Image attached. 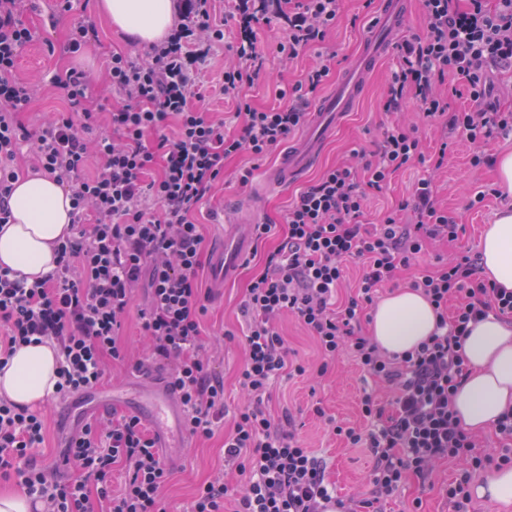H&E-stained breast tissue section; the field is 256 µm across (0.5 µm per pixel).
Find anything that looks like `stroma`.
Listing matches in <instances>:
<instances>
[{
	"label": "stroma",
	"instance_id": "obj_1",
	"mask_svg": "<svg viewBox=\"0 0 512 512\" xmlns=\"http://www.w3.org/2000/svg\"><path fill=\"white\" fill-rule=\"evenodd\" d=\"M86 2L73 0L71 12L57 16L52 23L48 22L43 13L28 19L34 38L21 52L17 72L21 78L36 82L41 87L29 112L22 116L23 122L30 127H39L48 112L62 106L61 92L53 84L52 78L73 67H87L92 71L91 80L98 90L93 97V110L109 112L123 103L118 94L101 89L107 62L115 53L137 59L143 51L137 46L119 42L111 34L107 21L100 18L96 21L97 41L88 47L86 53H69L66 49L67 32ZM374 12V7L366 5L365 0H343L341 13L324 42L326 49L335 52L337 67H344L347 61L361 51L366 35L373 26ZM256 31L265 54V70L259 81L248 89L247 96L254 106L270 109L279 104L276 95L278 85L302 80L308 69L315 64L316 57L314 51L309 50L289 66H282L274 46L284 38V31L276 25L263 22L257 23ZM235 37V27H227V46L234 42ZM227 46L215 49L209 56L191 99L195 106L221 116L235 109L233 98L220 93L215 80L225 59L229 57ZM396 63L397 50L395 47L389 48L369 76L362 97L327 138L321 156L309 170L280 188H268L267 175L280 158L279 153L275 152L260 162L252 182L243 187L238 184L236 174L239 168L250 165V157L243 154L227 159L224 163V182L217 185L210 194V204L217 210V218H209L203 212L198 215L199 222L204 226L207 244L211 247L223 238L224 223L228 220L235 224L261 220L274 227L272 236L266 242L252 243L249 267L242 270L208 304L206 334L223 330L232 335L231 340L225 341L223 352L215 359L216 370L224 378L225 423H232L234 414L243 404L237 373L244 362L247 324L239 312V306L249 279L263 270L265 254L281 240L288 206L296 196L313 184L327 167L336 164L351 151H375L385 120L382 103L390 73ZM473 150L469 142L459 141L448 157L447 166L440 172H433L429 165L420 164L414 169L396 174L383 192L371 195L365 215L369 222L376 221L380 212L395 207L402 198L409 196L419 179L429 177L434 181L439 205L464 226L456 242L429 246L411 269L402 272L397 282L398 287H409L414 273L433 267L438 259L447 260L466 252L478 253L484 227L491 223L495 213L504 206L503 198L492 196L485 200L482 207L469 208L470 198L482 190L483 186L495 182L494 167L477 171L471 169L469 157ZM277 327L289 348L298 359L308 364L309 370L302 376L279 378L270 403L272 412L278 416H293L299 438L326 461L327 477L336 496L354 501L367 498L372 489L370 475L373 462L370 455L364 449L348 447L343 439L333 435L324 421L313 414L312 408L321 406L337 422L359 426L363 423L359 410L363 390H375L381 405L387 408L395 400L394 391L375 385L347 355L341 356L326 376H317L314 371L318 360L316 348L297 318L289 313L282 314ZM124 341L128 347L127 360L111 364L107 378L95 391L67 400H50L42 405L41 410L50 426L46 446L39 451L42 464L53 465L65 437L81 430L88 423L90 414L96 412L106 399L115 395L128 403L136 400L143 389L149 388L148 379L132 368L133 361L142 354L136 314L128 316ZM162 454L174 463L172 480L163 493V506L166 512H187L196 488L224 460V435L219 432L208 440L187 436L182 442L163 449ZM455 470V465L438 463L433 473L434 489L421 490L417 480H409L399 494L383 502V512H411L412 501L417 497L423 500V512H449L436 487L452 478Z\"/></svg>",
	"mask_w": 512,
	"mask_h": 512
}]
</instances>
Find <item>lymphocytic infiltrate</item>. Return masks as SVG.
Segmentation results:
<instances>
[{"label":"lymphocytic infiltrate","instance_id":"lymphocytic-infiltrate-1","mask_svg":"<svg viewBox=\"0 0 512 512\" xmlns=\"http://www.w3.org/2000/svg\"><path fill=\"white\" fill-rule=\"evenodd\" d=\"M424 36L403 41L383 103L388 122L373 153L352 151L350 159L327 168L289 205L283 242L266 257L241 308L248 321L245 360L238 383L245 406L224 439L225 465L246 481L230 490L223 468L198 486L188 512H352L329 489L326 464L306 448L291 417L271 413V385L283 372L303 374L276 327L291 313L313 339L319 372L344 354L352 355L374 382L396 392L391 413L374 392H363L360 411L370 427L333 426L354 448L373 459L372 491L364 512H378L382 500L400 492L409 479L429 482L437 461L458 464L443 491L454 512H470V484L489 467H512V411L494 430L507 440L497 455L477 449L451 408L466 377L464 340L469 325L488 318H512V291L479 275V259L461 255L424 270L413 283L430 302L436 328L413 350L382 352L361 330L368 306L383 285L397 279L433 242H453L461 230L437 207L435 186L423 179L398 210L379 223H364L368 191L382 192L392 176L424 161L415 129L396 119L416 104L423 119L443 120L446 139L433 156L441 169L458 139L479 144L512 134V110L501 109L490 79L512 69V0H423ZM342 0H236L238 38L234 62L220 76V89L237 97L235 120L241 132L227 134L225 119L194 108L190 99L213 47L223 45L224 28L211 16L210 0H189L177 37L153 44L144 59L112 54L105 82L125 99L107 124L89 106L92 82L70 68L56 83L64 109L38 129L21 116L38 94L37 84L19 78L17 60L33 38L24 16L37 13V0H0V225L11 223L9 197L21 171L22 146H29L34 171L67 187L72 201L69 233L55 247L57 265L27 282L0 267V371L21 344H55L60 362L54 397L98 387L107 361L127 356L121 329L136 310L146 349L136 362L148 375L166 369L184 408L190 435L211 438L224 422V379L212 353L223 334L204 339L207 295L203 227L197 213L224 180V162L241 153L266 158L308 119L307 108L336 65L335 53H318L303 81L277 90L278 107L258 109L243 89L252 87L263 66L254 26L259 17L282 22L286 41L276 46L289 62L324 41L335 25ZM461 81L471 102L452 112L435 91L437 82ZM156 139L148 149L147 139ZM97 172H89V165ZM411 211L402 223L398 211ZM362 267L358 293L338 302L349 264ZM147 302L135 307L138 289ZM456 309H449L452 298ZM48 428L44 414L8 397L0 398V479L14 480L36 512H165L162 494L172 468L140 419L114 412L86 423L65 443L54 467L38 464Z\"/></svg>","mask_w":512,"mask_h":512}]
</instances>
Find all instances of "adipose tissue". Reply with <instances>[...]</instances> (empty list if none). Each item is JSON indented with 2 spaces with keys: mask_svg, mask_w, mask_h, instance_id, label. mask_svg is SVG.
Listing matches in <instances>:
<instances>
[{
  "mask_svg": "<svg viewBox=\"0 0 512 512\" xmlns=\"http://www.w3.org/2000/svg\"><path fill=\"white\" fill-rule=\"evenodd\" d=\"M94 11L115 34L140 46L160 41L174 25L173 0H95ZM9 206L14 224L0 231V265L26 276L54 268V242L71 223L70 200L63 187L36 171L15 185ZM484 271L512 290V211L498 214L481 241ZM430 303L413 288H402L381 299L372 311L370 334L387 353L413 349L435 328ZM468 374L452 399L462 427L483 432L512 410V325L490 318L478 323L464 344ZM57 348L54 344L17 350L5 374L0 396L36 407L53 391ZM475 496L497 512H512V468L497 469L474 487Z\"/></svg>",
  "mask_w": 512,
  "mask_h": 512,
  "instance_id": "1",
  "label": "adipose tissue"
}]
</instances>
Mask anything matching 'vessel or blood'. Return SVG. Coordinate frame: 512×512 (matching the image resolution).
Here are the masks:
<instances>
[{
    "label": "vessel or blood",
    "mask_w": 512,
    "mask_h": 512,
    "mask_svg": "<svg viewBox=\"0 0 512 512\" xmlns=\"http://www.w3.org/2000/svg\"><path fill=\"white\" fill-rule=\"evenodd\" d=\"M404 9L403 0H383L380 14L375 20L379 27L378 32L366 38L363 51L346 68L334 89L322 99L312 116L310 133L297 141L269 173L270 184L288 182L300 174L320 152L324 137L351 110L372 68L387 52L388 42L382 38V31L395 30L400 24ZM249 239V234L241 233L237 229L225 231L222 245L212 252L209 259L212 288H223L240 270L247 255ZM150 412V420L159 434L175 433L183 427L182 407L170 387L159 386Z\"/></svg>",
    "instance_id": "1"
}]
</instances>
